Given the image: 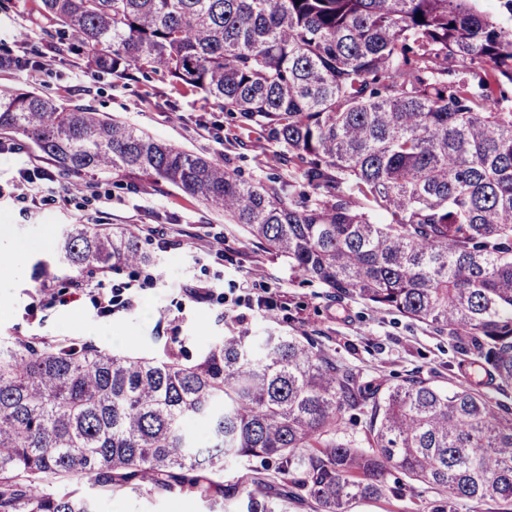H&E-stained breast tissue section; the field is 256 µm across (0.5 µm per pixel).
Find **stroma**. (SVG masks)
Segmentation results:
<instances>
[{"label": "stroma", "mask_w": 512, "mask_h": 512, "mask_svg": "<svg viewBox=\"0 0 512 512\" xmlns=\"http://www.w3.org/2000/svg\"><path fill=\"white\" fill-rule=\"evenodd\" d=\"M34 0H0V56L27 67L0 70V87L38 90L119 118L153 137L224 162L248 181L287 179L288 167L261 152L254 136L235 134L229 114L203 94L174 87L159 75L133 72L118 78L86 69L77 56L58 53L53 26L38 16ZM14 153L0 156V258L18 257L19 271L0 277V336L40 345L89 338L99 346L147 357L164 348L197 355L234 327L262 337L268 332L314 336L318 347L352 367L365 381L396 382L420 372L444 389L455 385L457 357L447 334L357 298L341 301L299 277L288 264L259 249L237 225L197 198L166 183H130L117 177L61 174L30 141L12 135ZM39 167L80 182L69 202L33 206L22 200L19 171ZM136 224L143 247L159 259L154 284L123 269L105 278L55 282L41 294L33 263L50 255L65 224ZM208 286L203 300L190 288ZM98 512H223L210 501L179 491L128 486L107 495L91 487Z\"/></svg>", "instance_id": "1"}]
</instances>
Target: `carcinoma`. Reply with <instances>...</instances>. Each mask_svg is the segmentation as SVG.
<instances>
[{
	"label": "carcinoma",
	"mask_w": 512,
	"mask_h": 512,
	"mask_svg": "<svg viewBox=\"0 0 512 512\" xmlns=\"http://www.w3.org/2000/svg\"><path fill=\"white\" fill-rule=\"evenodd\" d=\"M61 53L200 92L258 133L288 181L247 182L124 121L42 93L0 92V130L66 174L163 181L224 212L337 297L448 332L453 391L414 372L362 382L306 335L231 330L200 355H120L89 340L0 338V512H97L72 475L215 495L236 512H316L403 497L392 472L512 512V24L479 0H39ZM423 20H417L416 14ZM142 231L65 224L34 279L157 257ZM361 421L359 437L347 424ZM209 425L208 445L188 429ZM274 475L214 477L250 458Z\"/></svg>",
	"instance_id": "1"
}]
</instances>
